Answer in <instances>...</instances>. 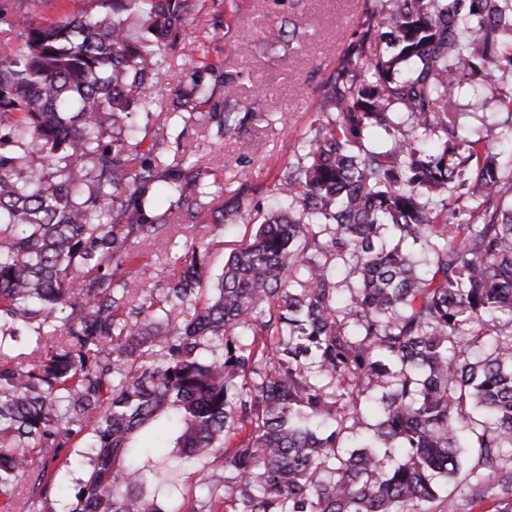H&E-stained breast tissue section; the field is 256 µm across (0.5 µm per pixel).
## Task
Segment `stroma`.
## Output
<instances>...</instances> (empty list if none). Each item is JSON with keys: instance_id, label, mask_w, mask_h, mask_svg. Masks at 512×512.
I'll use <instances>...</instances> for the list:
<instances>
[{"instance_id": "1", "label": "stroma", "mask_w": 512, "mask_h": 512, "mask_svg": "<svg viewBox=\"0 0 512 512\" xmlns=\"http://www.w3.org/2000/svg\"><path fill=\"white\" fill-rule=\"evenodd\" d=\"M380 8V0H196L180 46L168 52L154 79L153 94L162 106L172 107L190 80L193 64L186 49L198 46L214 66L200 73L202 82L214 88L209 107L223 108L225 94L233 93L243 121L219 138L178 113L164 130L143 114L133 115L143 140L141 152L162 141L160 158L168 163L179 149H186L209 175L203 210L193 218L173 212L169 238L139 246L130 270L149 264L157 287H168L174 255L187 238L203 234L210 242L206 273L213 279L222 272L225 254L249 228H215L214 215L229 201L230 190L242 185L247 188L245 208L273 204L278 172L298 161L306 137L325 118L320 106L326 78L361 39L366 17L377 15ZM271 26L284 29L283 40H265ZM455 110L465 129L478 131L496 120L498 107L493 93L474 81L458 94ZM151 455L160 470L159 492L172 507L181 493H200L202 473L216 464L207 455L171 471L166 449H152Z\"/></svg>"}]
</instances>
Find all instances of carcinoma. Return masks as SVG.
<instances>
[{
  "label": "carcinoma",
  "instance_id": "1",
  "mask_svg": "<svg viewBox=\"0 0 512 512\" xmlns=\"http://www.w3.org/2000/svg\"><path fill=\"white\" fill-rule=\"evenodd\" d=\"M64 2L0 0V512H54L81 439L68 512H168L147 429L219 458L175 512H512V0H383L392 54L327 79L288 204L214 282L191 238L155 297L124 265L169 232L156 197L203 208L205 172L132 170L128 118L170 120L151 87L195 0ZM476 75L500 112L469 134L450 104Z\"/></svg>",
  "mask_w": 512,
  "mask_h": 512
}]
</instances>
